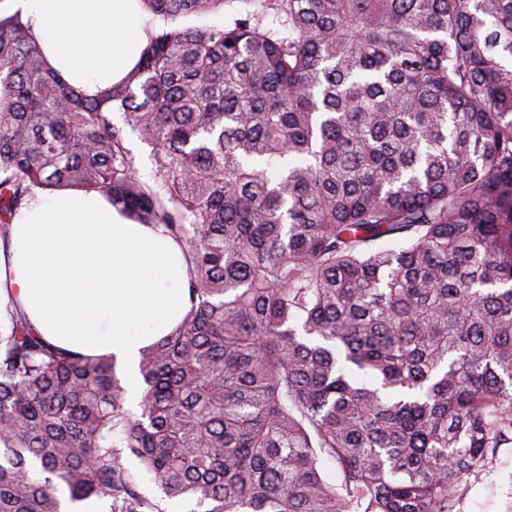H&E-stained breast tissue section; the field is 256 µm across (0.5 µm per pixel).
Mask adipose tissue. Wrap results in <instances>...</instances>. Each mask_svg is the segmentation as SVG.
<instances>
[{
  "label": "adipose tissue",
  "instance_id": "1",
  "mask_svg": "<svg viewBox=\"0 0 512 512\" xmlns=\"http://www.w3.org/2000/svg\"><path fill=\"white\" fill-rule=\"evenodd\" d=\"M31 23L49 65L94 97L138 63L149 30L140 0H6ZM178 244L112 207L99 192H35L0 242V301L15 297L31 329L50 345L116 361L131 401L138 365L190 307Z\"/></svg>",
  "mask_w": 512,
  "mask_h": 512
}]
</instances>
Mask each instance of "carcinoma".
<instances>
[{
    "mask_svg": "<svg viewBox=\"0 0 512 512\" xmlns=\"http://www.w3.org/2000/svg\"><path fill=\"white\" fill-rule=\"evenodd\" d=\"M141 3L163 27L96 98L0 14V238L36 189L100 192L191 286L138 413L6 304L0 512H457L512 446V0H270L281 32Z\"/></svg>",
    "mask_w": 512,
    "mask_h": 512,
    "instance_id": "1",
    "label": "carcinoma"
}]
</instances>
